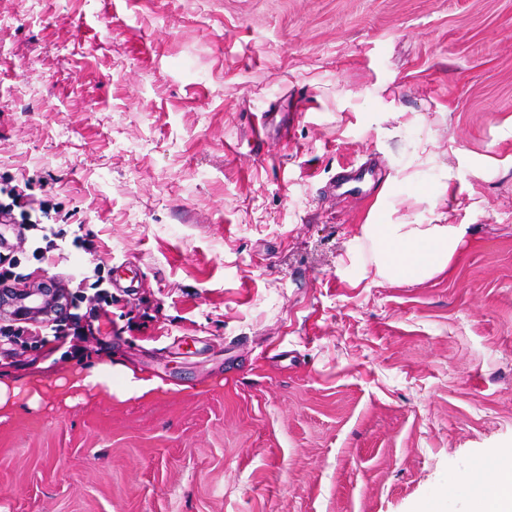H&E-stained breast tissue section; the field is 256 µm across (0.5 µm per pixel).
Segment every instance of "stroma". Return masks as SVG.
I'll use <instances>...</instances> for the list:
<instances>
[{"mask_svg":"<svg viewBox=\"0 0 512 512\" xmlns=\"http://www.w3.org/2000/svg\"><path fill=\"white\" fill-rule=\"evenodd\" d=\"M510 156L512 0H0V189L87 242L15 256L96 249L113 299L111 335L0 357L112 368L0 419V512H466L512 445ZM448 183L453 271L376 276L361 224ZM111 381L112 368L99 366L82 373L70 386L80 390L94 391L105 384H109Z\"/></svg>","mask_w":512,"mask_h":512,"instance_id":"1","label":"stroma"}]
</instances>
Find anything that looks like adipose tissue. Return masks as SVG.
<instances>
[{
    "label": "adipose tissue",
    "mask_w": 512,
    "mask_h": 512,
    "mask_svg": "<svg viewBox=\"0 0 512 512\" xmlns=\"http://www.w3.org/2000/svg\"><path fill=\"white\" fill-rule=\"evenodd\" d=\"M372 250L378 277L398 282L424 281L443 273L470 236L466 224H416L408 218L376 217L360 227ZM493 482L482 473L470 479L473 512H512V448L500 449L489 465Z\"/></svg>",
    "instance_id": "ef3b65f1"
}]
</instances>
